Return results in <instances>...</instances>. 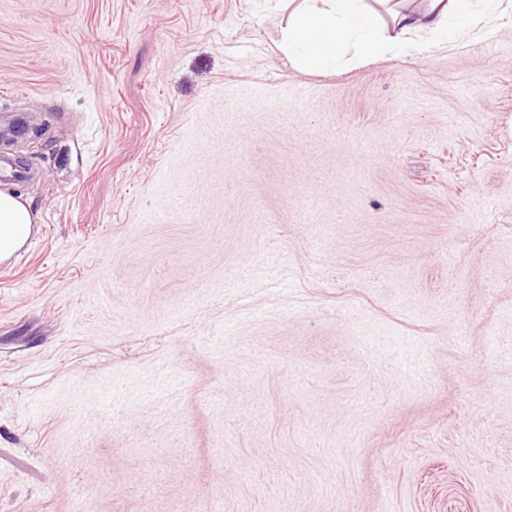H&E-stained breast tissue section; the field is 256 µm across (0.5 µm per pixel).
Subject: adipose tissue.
I'll list each match as a JSON object with an SVG mask.
<instances>
[{
    "mask_svg": "<svg viewBox=\"0 0 512 512\" xmlns=\"http://www.w3.org/2000/svg\"><path fill=\"white\" fill-rule=\"evenodd\" d=\"M498 8L499 0H426L423 10L395 13L387 26L368 0H301L279 49L302 68L333 70L349 52L374 59L408 48L407 36L417 29L438 43L455 40L479 16H496ZM35 222L25 201L0 190V262L24 247Z\"/></svg>",
    "mask_w": 512,
    "mask_h": 512,
    "instance_id": "adipose-tissue-1",
    "label": "adipose tissue"
}]
</instances>
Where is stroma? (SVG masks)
<instances>
[{
	"instance_id": "1",
	"label": "stroma",
	"mask_w": 512,
	"mask_h": 512,
	"mask_svg": "<svg viewBox=\"0 0 512 512\" xmlns=\"http://www.w3.org/2000/svg\"><path fill=\"white\" fill-rule=\"evenodd\" d=\"M289 12L0 0V512H512V4L328 72ZM36 217L20 197L0 190V262L10 260L31 236Z\"/></svg>"
}]
</instances>
